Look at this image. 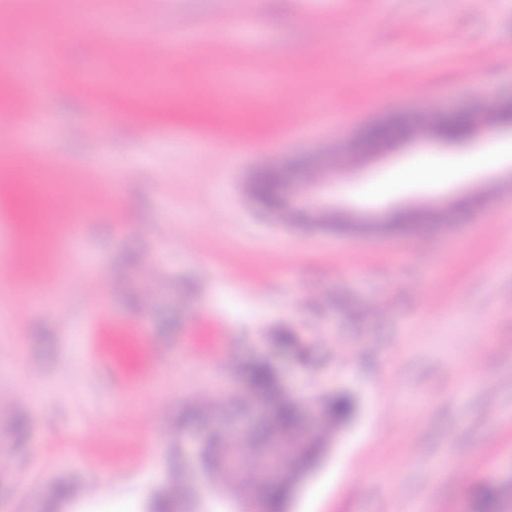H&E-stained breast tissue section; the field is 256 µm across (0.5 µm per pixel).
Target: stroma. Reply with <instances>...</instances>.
I'll return each mask as SVG.
<instances>
[{
	"label": "stroma",
	"mask_w": 512,
	"mask_h": 512,
	"mask_svg": "<svg viewBox=\"0 0 512 512\" xmlns=\"http://www.w3.org/2000/svg\"><path fill=\"white\" fill-rule=\"evenodd\" d=\"M105 9L127 37L84 25ZM152 23L199 51L141 44ZM33 24L64 56L14 74L45 88L0 101V156L16 123L37 126L47 151L25 163L62 192L24 215V174L0 167V267L24 281L0 295V512H66L61 484L96 512H145L172 421L292 349L286 386L356 411L286 512H480L491 479L512 503V153L434 189L396 179L512 134L359 139L466 107L478 73L512 95V0H15L0 46ZM341 145L353 159L329 169ZM271 168L297 223L249 189ZM461 199L428 234L365 231Z\"/></svg>",
	"instance_id": "obj_1"
}]
</instances>
